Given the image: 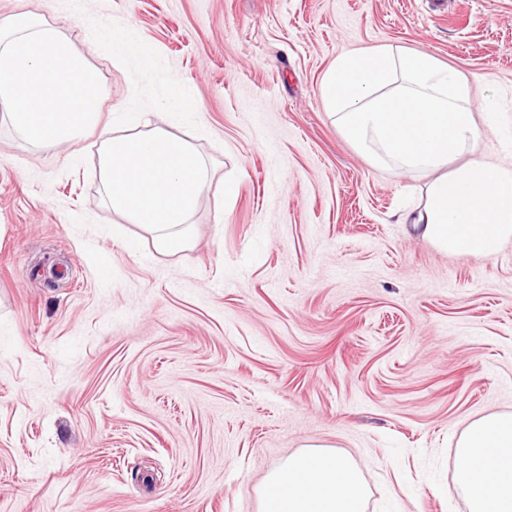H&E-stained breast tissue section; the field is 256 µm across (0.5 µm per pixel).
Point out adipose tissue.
<instances>
[{
	"instance_id": "1",
	"label": "adipose tissue",
	"mask_w": 512,
	"mask_h": 512,
	"mask_svg": "<svg viewBox=\"0 0 512 512\" xmlns=\"http://www.w3.org/2000/svg\"><path fill=\"white\" fill-rule=\"evenodd\" d=\"M319 94L346 139L372 161L433 171L423 205L401 223L449 256L485 257L512 242V169L473 161L480 130L468 79L423 52L384 46L338 58ZM102 100L95 72L56 32L31 18L0 22V108L28 139L53 145L95 123ZM188 102L172 94L159 122L120 113L125 135L102 134L101 177L113 211L140 225L155 250L193 243L191 218L206 176L197 154L170 131ZM456 486L468 512H512V413H491L456 443ZM366 490L349 457L309 451L272 472L261 512H364Z\"/></svg>"
}]
</instances>
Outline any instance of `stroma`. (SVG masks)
Segmentation results:
<instances>
[{
  "label": "stroma",
  "mask_w": 512,
  "mask_h": 512,
  "mask_svg": "<svg viewBox=\"0 0 512 512\" xmlns=\"http://www.w3.org/2000/svg\"><path fill=\"white\" fill-rule=\"evenodd\" d=\"M31 13L103 105L56 146L0 114V512H258L314 446L365 512H467L455 444L512 412V243L447 256L397 223L435 173L361 154L318 88L343 55L430 54L512 167V0H0ZM172 91L207 180L195 246L163 255L107 201L98 130ZM135 39L127 30L112 31V59L120 63L122 59L135 52Z\"/></svg>",
  "instance_id": "obj_1"
}]
</instances>
